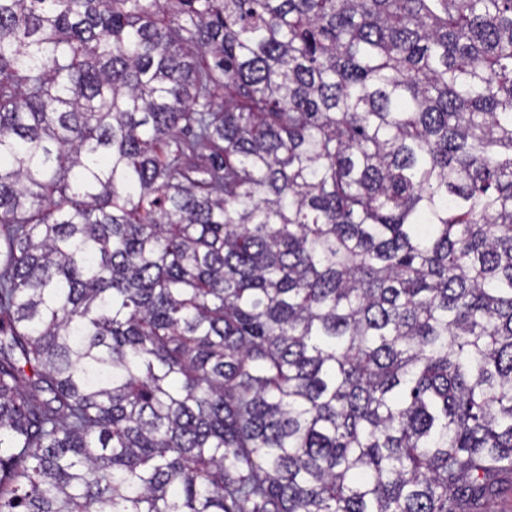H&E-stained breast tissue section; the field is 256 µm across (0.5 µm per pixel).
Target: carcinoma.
Wrapping results in <instances>:
<instances>
[{"label":"carcinoma","instance_id":"1","mask_svg":"<svg viewBox=\"0 0 512 512\" xmlns=\"http://www.w3.org/2000/svg\"><path fill=\"white\" fill-rule=\"evenodd\" d=\"M504 476L512 0H0V512Z\"/></svg>","mask_w":512,"mask_h":512}]
</instances>
